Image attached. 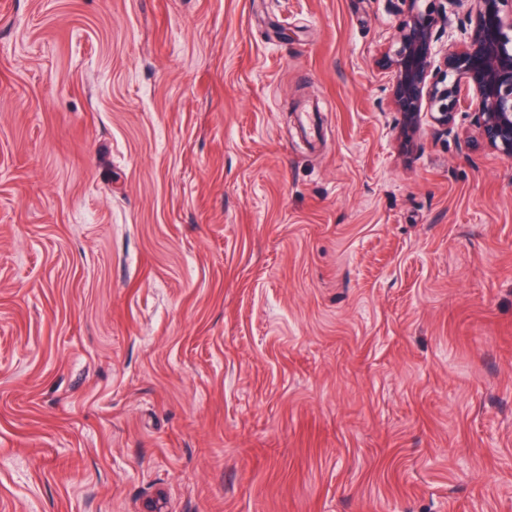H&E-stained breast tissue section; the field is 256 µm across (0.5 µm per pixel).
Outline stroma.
<instances>
[{
	"instance_id": "obj_1",
	"label": "stroma",
	"mask_w": 512,
	"mask_h": 512,
	"mask_svg": "<svg viewBox=\"0 0 512 512\" xmlns=\"http://www.w3.org/2000/svg\"><path fill=\"white\" fill-rule=\"evenodd\" d=\"M396 23L0 0V512H512V157Z\"/></svg>"
}]
</instances>
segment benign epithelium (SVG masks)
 <instances>
[{"label": "benign epithelium", "mask_w": 512, "mask_h": 512, "mask_svg": "<svg viewBox=\"0 0 512 512\" xmlns=\"http://www.w3.org/2000/svg\"><path fill=\"white\" fill-rule=\"evenodd\" d=\"M384 68L393 81L400 132H417L426 104L437 131L448 135L458 112L474 108L487 146L512 157V0H401ZM460 19L464 39L441 51L437 29Z\"/></svg>", "instance_id": "7a95c632"}]
</instances>
